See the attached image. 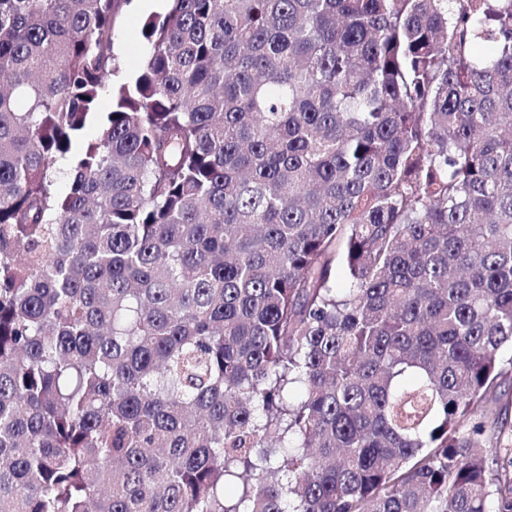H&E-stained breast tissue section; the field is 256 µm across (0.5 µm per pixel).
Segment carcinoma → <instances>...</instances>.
Segmentation results:
<instances>
[{
  "label": "carcinoma",
  "mask_w": 512,
  "mask_h": 512,
  "mask_svg": "<svg viewBox=\"0 0 512 512\" xmlns=\"http://www.w3.org/2000/svg\"><path fill=\"white\" fill-rule=\"evenodd\" d=\"M128 2L0 0V512H512V0ZM131 0L120 13L113 37V51L118 73L114 84L128 81L143 65L148 52V43L142 35L144 21L154 15H164L168 9L167 0L162 6L135 7ZM479 442L485 448L489 460L499 459L504 455L505 448H512V438L510 435H499L494 431L491 420L486 424L485 432L478 436Z\"/></svg>",
  "instance_id": "carcinoma-1"
}]
</instances>
